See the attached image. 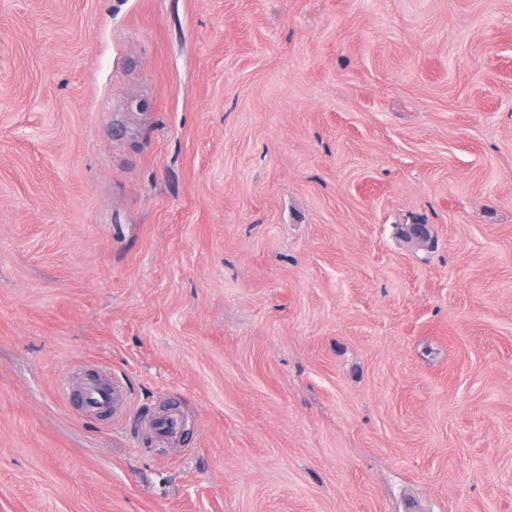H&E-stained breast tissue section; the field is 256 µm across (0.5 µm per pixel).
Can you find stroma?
<instances>
[{
  "label": "stroma",
  "mask_w": 512,
  "mask_h": 512,
  "mask_svg": "<svg viewBox=\"0 0 512 512\" xmlns=\"http://www.w3.org/2000/svg\"><path fill=\"white\" fill-rule=\"evenodd\" d=\"M0 512H512V0H0ZM119 385L112 384L110 391L103 390L93 383H88L84 388V402L89 411L103 412L106 409H111L113 403L117 402L122 393L119 390Z\"/></svg>",
  "instance_id": "35a3bbf8"
}]
</instances>
